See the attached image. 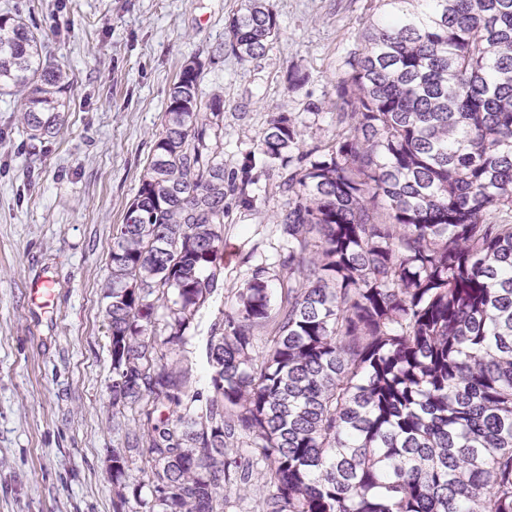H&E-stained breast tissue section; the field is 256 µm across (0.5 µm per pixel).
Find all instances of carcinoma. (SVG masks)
<instances>
[{
	"label": "carcinoma",
	"instance_id": "carcinoma-1",
	"mask_svg": "<svg viewBox=\"0 0 512 512\" xmlns=\"http://www.w3.org/2000/svg\"><path fill=\"white\" fill-rule=\"evenodd\" d=\"M374 2L341 129L296 157L292 117L264 132L283 244L211 329L203 405L185 361L218 287L224 189L254 199L250 164L225 180L204 64L174 82L141 219L112 234L114 512H225L246 456L268 487L256 512H512V0ZM227 29L235 55L263 56L272 0H241ZM42 49L0 15V95L44 139L69 81Z\"/></svg>",
	"mask_w": 512,
	"mask_h": 512
}]
</instances>
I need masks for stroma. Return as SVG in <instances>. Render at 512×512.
<instances>
[{
	"label": "stroma",
	"instance_id": "1",
	"mask_svg": "<svg viewBox=\"0 0 512 512\" xmlns=\"http://www.w3.org/2000/svg\"><path fill=\"white\" fill-rule=\"evenodd\" d=\"M371 0H273L280 31L261 58L229 49L238 0H0L36 28L71 82L61 133L31 138L0 98V512H113L114 429L104 286L112 233L139 187L170 89L204 61L203 96L224 97V171L251 161L253 206L224 200V284L199 312L190 392L212 395L204 346L252 267L275 260L271 164L259 149L286 113L304 147L336 133V87ZM51 277L52 300L30 286Z\"/></svg>",
	"mask_w": 512,
	"mask_h": 512
}]
</instances>
